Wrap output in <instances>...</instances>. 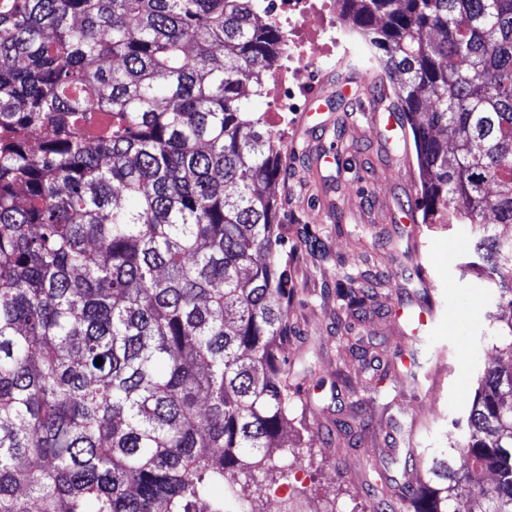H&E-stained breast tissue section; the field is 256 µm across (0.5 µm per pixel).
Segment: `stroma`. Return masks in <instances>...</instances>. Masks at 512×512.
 Instances as JSON below:
<instances>
[{"label":"stroma","mask_w":512,"mask_h":512,"mask_svg":"<svg viewBox=\"0 0 512 512\" xmlns=\"http://www.w3.org/2000/svg\"><path fill=\"white\" fill-rule=\"evenodd\" d=\"M249 105L285 132L280 173L270 191L284 213L277 227L284 239L278 264L295 291L288 306V357L316 368L315 376L292 378L302 387L288 427L304 469L295 496L308 512L366 510L374 499L355 474L369 467L371 484L385 476L416 485L430 449L461 443L455 421L471 405L485 365L512 361L495 350L486 318L495 291L477 273L460 270L473 248L466 226L422 224L413 139L386 116L374 121L353 111L338 85L310 113L278 117L264 94L250 96ZM414 260L422 265L423 282L409 288L403 278ZM367 270L384 283L354 320L352 337L366 349L386 342L402 365L351 399L341 379L355 376L361 364L358 351L336 335L334 288ZM426 302L430 317L413 325ZM421 344L431 360L415 384L405 368ZM337 421L350 425L345 440L328 432ZM408 457L415 466L403 467ZM282 484L279 475H242L236 497L251 501L254 512H276L273 496ZM213 497L233 512L236 497L218 491Z\"/></svg>","instance_id":"stroma-1"}]
</instances>
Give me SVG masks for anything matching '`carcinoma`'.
I'll return each instance as SVG.
<instances>
[{
    "label": "carcinoma",
    "instance_id": "obj_1",
    "mask_svg": "<svg viewBox=\"0 0 512 512\" xmlns=\"http://www.w3.org/2000/svg\"><path fill=\"white\" fill-rule=\"evenodd\" d=\"M410 124L425 224H466L512 356V0H336ZM272 0H0V512H200L288 454L283 133L249 111ZM349 309L365 276L336 289ZM102 364L96 365L97 358ZM381 498L512 512V364ZM494 482L486 486L482 477Z\"/></svg>",
    "mask_w": 512,
    "mask_h": 512
}]
</instances>
